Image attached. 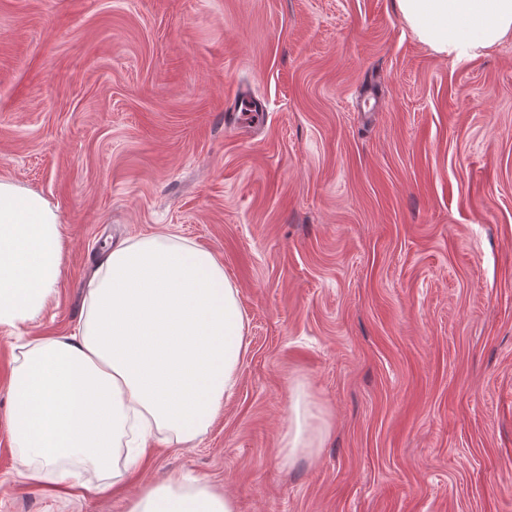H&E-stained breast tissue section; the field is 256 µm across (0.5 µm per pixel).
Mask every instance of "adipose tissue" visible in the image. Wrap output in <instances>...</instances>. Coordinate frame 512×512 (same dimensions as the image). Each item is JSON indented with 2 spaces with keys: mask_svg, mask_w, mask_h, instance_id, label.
<instances>
[{
  "mask_svg": "<svg viewBox=\"0 0 512 512\" xmlns=\"http://www.w3.org/2000/svg\"><path fill=\"white\" fill-rule=\"evenodd\" d=\"M419 42L446 58H476L512 39V0H395ZM56 210L0 180V329L35 322L62 276ZM247 319L224 268L171 232L113 246L69 336L19 346L9 378L10 447L23 477L64 485L75 462L100 475L99 495L144 463L155 437L188 445L206 432L238 380ZM284 459L313 453L330 433L304 386L290 396ZM126 512H236L204 479L144 487Z\"/></svg>",
  "mask_w": 512,
  "mask_h": 512,
  "instance_id": "obj_1",
  "label": "adipose tissue"
}]
</instances>
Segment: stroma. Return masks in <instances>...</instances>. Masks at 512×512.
Instances as JSON below:
<instances>
[{"label":"stroma","mask_w":512,"mask_h":512,"mask_svg":"<svg viewBox=\"0 0 512 512\" xmlns=\"http://www.w3.org/2000/svg\"><path fill=\"white\" fill-rule=\"evenodd\" d=\"M0 179L64 239L40 318L0 330V512H124L182 475L238 512H512V41L451 61L393 0H0ZM167 231L238 290L234 394L116 491L28 482L16 336L70 335L105 243ZM299 382L332 430L290 465Z\"/></svg>","instance_id":"stroma-1"}]
</instances>
